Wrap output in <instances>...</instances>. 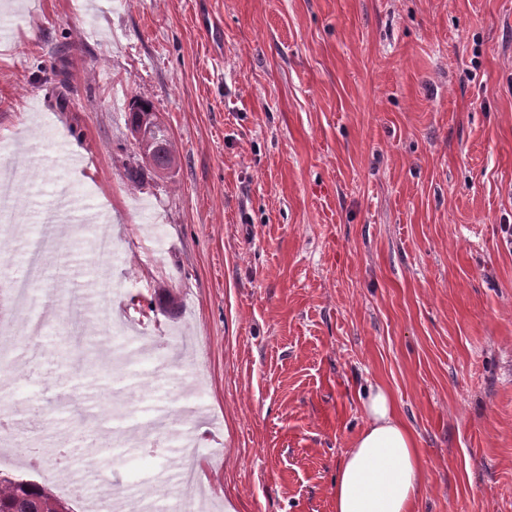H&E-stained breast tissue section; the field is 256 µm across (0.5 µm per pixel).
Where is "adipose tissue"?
<instances>
[{
  "mask_svg": "<svg viewBox=\"0 0 512 512\" xmlns=\"http://www.w3.org/2000/svg\"><path fill=\"white\" fill-rule=\"evenodd\" d=\"M364 425L345 450L333 484V512H418L425 463L390 393L368 386Z\"/></svg>",
  "mask_w": 512,
  "mask_h": 512,
  "instance_id": "ef3b65f1",
  "label": "adipose tissue"
}]
</instances>
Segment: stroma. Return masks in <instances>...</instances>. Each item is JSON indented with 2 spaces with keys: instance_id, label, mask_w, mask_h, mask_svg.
<instances>
[{
  "instance_id": "1",
  "label": "stroma",
  "mask_w": 512,
  "mask_h": 512,
  "mask_svg": "<svg viewBox=\"0 0 512 512\" xmlns=\"http://www.w3.org/2000/svg\"><path fill=\"white\" fill-rule=\"evenodd\" d=\"M87 2L0 0V177L18 193L0 267L25 259L57 185L99 214L45 245L42 356L13 367L42 381L45 455L7 472L48 483L65 446L76 480L95 464L81 431L137 447L198 412L193 458L168 444L112 494L181 488L193 463L202 512H332L372 383L416 433L420 512H512V0H103L95 38ZM136 100L178 163L134 184ZM106 228L104 325L90 256ZM71 289L96 371L66 361ZM113 363L208 386L116 389Z\"/></svg>"
}]
</instances>
